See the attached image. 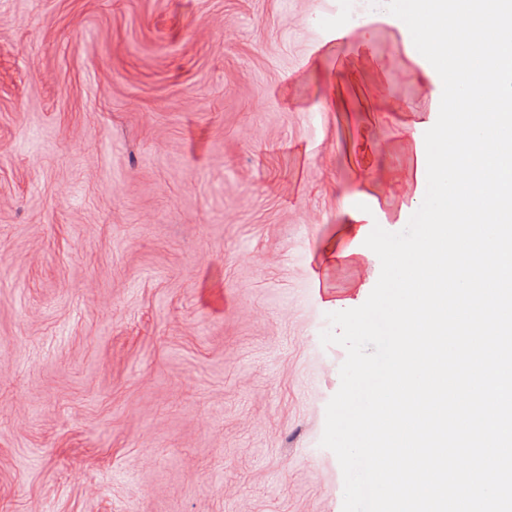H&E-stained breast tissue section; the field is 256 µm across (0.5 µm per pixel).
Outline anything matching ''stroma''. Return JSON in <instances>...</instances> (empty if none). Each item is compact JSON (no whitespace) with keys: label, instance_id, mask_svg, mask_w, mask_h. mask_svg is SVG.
<instances>
[{"label":"stroma","instance_id":"obj_1","mask_svg":"<svg viewBox=\"0 0 512 512\" xmlns=\"http://www.w3.org/2000/svg\"><path fill=\"white\" fill-rule=\"evenodd\" d=\"M375 14L0 0V512H342L320 334L433 92Z\"/></svg>","mask_w":512,"mask_h":512}]
</instances>
